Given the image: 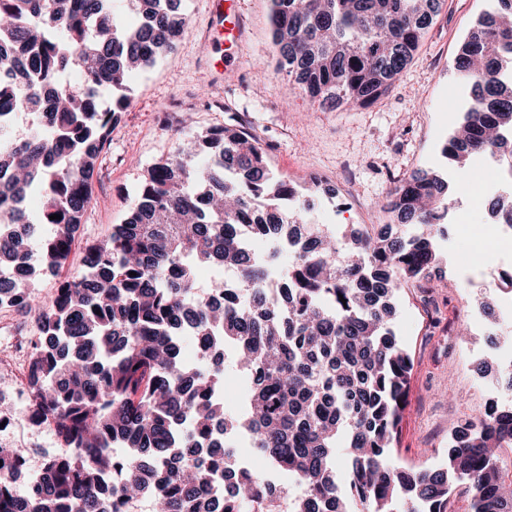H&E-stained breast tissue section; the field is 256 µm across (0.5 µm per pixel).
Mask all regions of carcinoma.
Instances as JSON below:
<instances>
[{
    "mask_svg": "<svg viewBox=\"0 0 512 512\" xmlns=\"http://www.w3.org/2000/svg\"><path fill=\"white\" fill-rule=\"evenodd\" d=\"M442 2L270 0L277 69L320 110L370 105L413 59ZM122 3L136 22H123L113 0H0V110L39 113L28 133L0 143L10 174L0 183V271L32 279L65 266L103 146L132 103L128 74L173 53L187 31L183 0ZM491 3L454 61L469 94L441 154L461 173L489 157L512 178V0ZM75 69L83 81L73 89L32 85ZM320 187L316 178L299 192L254 135L214 126L148 169L124 222L86 243L80 271L50 299L28 284L0 286V308L35 319L25 415L59 445L43 482L23 493L25 450L0 446V512H127L142 495L157 512H280L283 491L236 465L225 441L236 433L299 480L288 512H448L459 486L469 512H512L501 458L512 411L495 404L457 431L443 469L390 464L413 369L393 331V298L438 259L448 182L411 174L383 205L390 223L353 224L340 239L307 220ZM34 193L36 215L26 207ZM491 210L512 228V195ZM249 234L276 253L294 246L275 297ZM201 265L233 271L235 287L192 300ZM182 335L197 343L194 364ZM227 350L248 380L242 415L224 409ZM344 432L353 465L341 487Z\"/></svg>",
    "mask_w": 512,
    "mask_h": 512,
    "instance_id": "1",
    "label": "carcinoma"
}]
</instances>
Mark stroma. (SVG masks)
I'll return each instance as SVG.
<instances>
[{
	"mask_svg": "<svg viewBox=\"0 0 512 512\" xmlns=\"http://www.w3.org/2000/svg\"><path fill=\"white\" fill-rule=\"evenodd\" d=\"M488 0H446L412 62L389 93L367 107L320 112L289 93L275 71L268 0H237L245 36L231 72L216 73L207 0H185L188 31L177 52L133 73L132 106L113 128L94 175L91 203L79 241L102 240L122 223L149 167L175 148L180 134L241 123L257 136L272 168L297 186L324 177L332 194L320 196L312 223L334 230L371 223L389 190L414 170L444 166L442 143L460 118L465 92L457 86L454 58ZM453 205L438 243L444 262L425 287L397 297L393 329L414 368L395 462L445 464L451 433L488 401L512 409L495 375L475 371L481 360L500 366L512 339L491 332L479 311L482 291L470 287L457 248L480 229L488 202L469 197L471 180L455 175ZM474 308L464 316L462 302ZM5 437L27 448L32 463L56 447L51 429L29 426L23 404Z\"/></svg>",
	"mask_w": 512,
	"mask_h": 512,
	"instance_id": "1",
	"label": "stroma"
}]
</instances>
